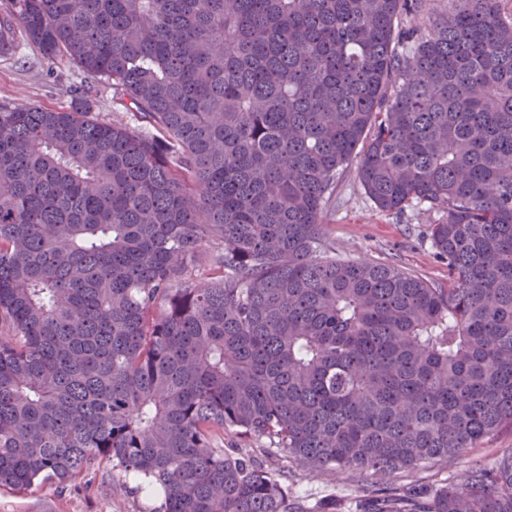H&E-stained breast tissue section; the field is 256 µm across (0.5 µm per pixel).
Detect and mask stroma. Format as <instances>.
I'll return each mask as SVG.
<instances>
[{
  "label": "stroma",
  "mask_w": 512,
  "mask_h": 512,
  "mask_svg": "<svg viewBox=\"0 0 512 512\" xmlns=\"http://www.w3.org/2000/svg\"><path fill=\"white\" fill-rule=\"evenodd\" d=\"M15 43L14 52L0 56V104L67 110L75 103L69 90L77 86L87 91L93 112L141 127V119L117 102L111 85L94 82L67 60H48L28 44L23 32H16ZM442 218V213L423 205L399 213L380 210L365 194L352 165L339 175L336 196L323 213L326 242L337 257L386 262L444 287L448 266L435 256L429 237L431 225ZM217 444L232 455L248 453L309 512H358L363 499L389 482L454 486L464 483L475 469L495 467L499 457L512 450V429L495 432L479 447L385 480L350 469L311 471L294 461L271 457L267 440L244 441L229 431ZM155 504L152 496L137 491L134 480L103 462L92 465L77 487L47 483L24 492L0 487V512H151Z\"/></svg>",
  "instance_id": "1"
}]
</instances>
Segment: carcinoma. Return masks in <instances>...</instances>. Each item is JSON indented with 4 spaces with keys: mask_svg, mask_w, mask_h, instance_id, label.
Masks as SVG:
<instances>
[{
    "mask_svg": "<svg viewBox=\"0 0 512 512\" xmlns=\"http://www.w3.org/2000/svg\"><path fill=\"white\" fill-rule=\"evenodd\" d=\"M419 2L11 0L149 128L0 105L1 487L99 459L155 512H306L218 435L383 477L512 427V12L406 37ZM353 162L381 210L446 213L448 287L324 248ZM361 512H512V452ZM224 252V246L218 241L211 240L202 247L197 261V269L199 273L208 275L213 272V268L217 265L220 255Z\"/></svg>",
    "mask_w": 512,
    "mask_h": 512,
    "instance_id": "1",
    "label": "carcinoma"
}]
</instances>
